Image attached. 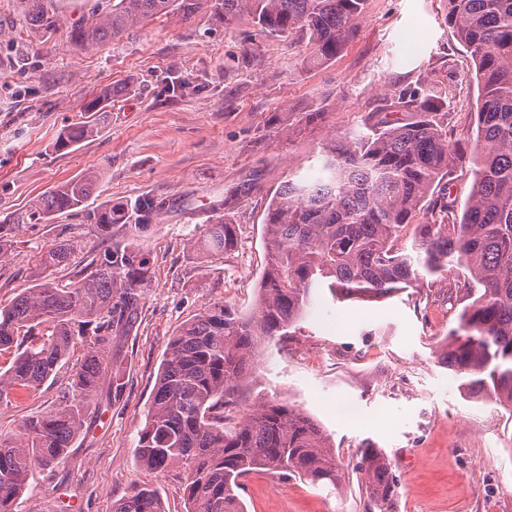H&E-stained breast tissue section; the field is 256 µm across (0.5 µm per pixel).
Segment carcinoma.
I'll use <instances>...</instances> for the list:
<instances>
[{
    "mask_svg": "<svg viewBox=\"0 0 512 512\" xmlns=\"http://www.w3.org/2000/svg\"><path fill=\"white\" fill-rule=\"evenodd\" d=\"M19 4L30 34H58L85 52L159 14L192 22L203 13L217 26L245 17L271 35L297 31L309 38L312 63L323 64L353 40L366 0H95L73 21L57 12L56 0ZM448 26L470 52L480 98L474 179L460 223L450 193L434 195L436 185L450 182L462 154L438 118L442 94L429 80L398 95L403 117L370 112L364 118L369 133L320 144L318 176L286 181L268 204V260L255 313L210 303L168 343L135 454L146 470L183 471L186 512H244L237 490L254 469L333 487L340 482L332 446L312 419L275 401L241 417L236 411L235 392L258 339L297 329L316 288L340 302L374 301L425 277L445 281L455 269H467L473 301L439 350L440 363L464 378L471 394L493 398L512 415V0H448ZM112 93L110 85L101 88L85 111L103 115ZM95 132L90 121L65 126L54 147L68 149ZM99 179V172H86L37 196L25 213L1 218L0 250L23 225L84 208ZM160 210L145 195L88 213L108 245L76 272L78 280L63 286L52 277L74 254L73 244L59 242L43 254L30 287L0 303V352L14 350L10 367L0 371V406L23 390H38L75 346L84 350L71 373L79 397L25 421L11 436L0 435V512H15L33 462L64 463L85 429V396L104 372L111 371L113 397L121 395L122 340L135 327L152 278L137 237ZM420 213L429 220L412 223ZM119 228L127 229L126 237H115ZM407 237L409 249L401 246ZM234 244V225L218 214L190 249L209 259ZM358 470L374 508L389 512L395 483L382 450L366 449ZM112 509L165 512L159 490L147 485L134 487Z\"/></svg>",
    "mask_w": 512,
    "mask_h": 512,
    "instance_id": "carcinoma-1",
    "label": "carcinoma"
}]
</instances>
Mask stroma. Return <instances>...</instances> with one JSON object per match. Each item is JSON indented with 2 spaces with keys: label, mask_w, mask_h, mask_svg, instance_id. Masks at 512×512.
<instances>
[{
  "label": "stroma",
  "mask_w": 512,
  "mask_h": 512,
  "mask_svg": "<svg viewBox=\"0 0 512 512\" xmlns=\"http://www.w3.org/2000/svg\"><path fill=\"white\" fill-rule=\"evenodd\" d=\"M447 14L448 0H367L356 37L317 66L306 38L272 36L246 20L214 30L172 14L85 54L28 36L17 0H0V217L63 181L102 173L86 211L23 225L0 251V302L29 287L42 253L62 240L75 255L54 276L74 282L99 248L87 210L143 195L164 207L137 240L153 277L124 343L123 392L113 398L107 377L87 396L89 433L60 467L32 465L17 512H112L144 484L158 487L166 512H185L178 472L143 470L135 456L171 336L215 301L255 310L268 202L289 175L314 176L319 144L355 137L386 96L432 78L447 91L454 135L475 129L474 64ZM107 85L115 90L110 119L55 151L59 131L85 120V104ZM311 112L321 120L308 123ZM251 175L256 187L241 191ZM219 201L237 245L205 263L188 244ZM458 282L420 280L371 302L338 303L320 288L293 336L258 347L238 411L287 402L328 435L345 478L331 487L267 473L266 485L245 482L246 512H370L356 469L367 448L391 463V512H512V415L469 394L437 358L469 302ZM70 374L61 367L39 390L0 406V431L71 402ZM345 402L355 404L353 418L337 416Z\"/></svg>",
  "instance_id": "obj_1"
}]
</instances>
